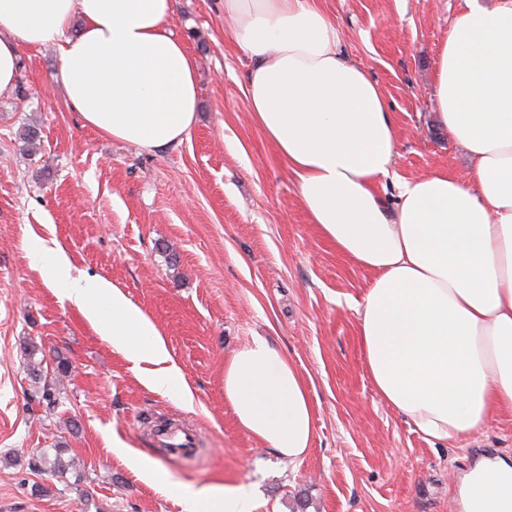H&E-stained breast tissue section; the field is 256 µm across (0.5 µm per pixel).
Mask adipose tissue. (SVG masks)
Masks as SVG:
<instances>
[{
  "mask_svg": "<svg viewBox=\"0 0 512 512\" xmlns=\"http://www.w3.org/2000/svg\"><path fill=\"white\" fill-rule=\"evenodd\" d=\"M172 13V0H0V90L17 85L21 49L53 43L84 125L147 151L182 143L198 87ZM224 15L252 63L251 121L288 165L310 223L371 273L354 310L378 394L440 443L512 416V0H464L436 63L438 115L472 161L464 178L434 169L396 179L389 106L343 53L319 0H224ZM387 182L389 198L379 191ZM30 255L133 366L149 363L146 386L189 400L159 329L119 288L73 275L63 251L36 243ZM224 398L265 447L291 459L311 448L305 379L265 338L233 351ZM174 493L185 512H251L243 487L181 484ZM454 501L458 512H512V463L480 460Z\"/></svg>",
  "mask_w": 512,
  "mask_h": 512,
  "instance_id": "1",
  "label": "adipose tissue"
}]
</instances>
